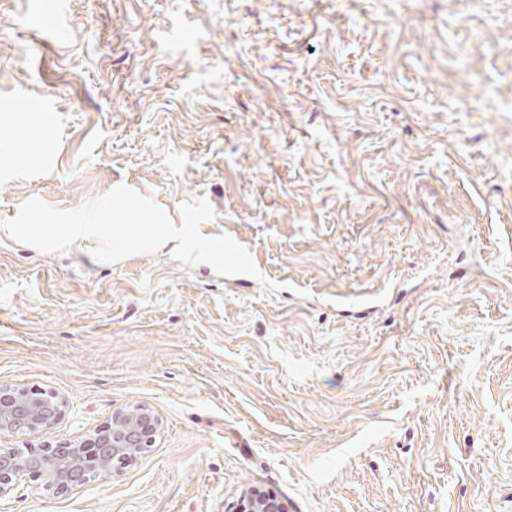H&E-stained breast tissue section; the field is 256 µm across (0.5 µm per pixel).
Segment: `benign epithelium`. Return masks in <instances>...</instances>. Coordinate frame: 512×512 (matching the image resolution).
<instances>
[{
  "label": "benign epithelium",
  "instance_id": "1",
  "mask_svg": "<svg viewBox=\"0 0 512 512\" xmlns=\"http://www.w3.org/2000/svg\"><path fill=\"white\" fill-rule=\"evenodd\" d=\"M65 401L50 391L0 384V434H26L51 428L61 416ZM158 414L148 405L126 407L112 420L85 436L52 447L30 448L25 453L0 451V498L29 475L57 492H66L95 478L116 472L132 461L129 449L145 454L154 447L160 431ZM239 512H284L273 498L246 495Z\"/></svg>",
  "mask_w": 512,
  "mask_h": 512
}]
</instances>
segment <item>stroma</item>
<instances>
[{
  "instance_id": "obj_1",
  "label": "stroma",
  "mask_w": 512,
  "mask_h": 512,
  "mask_svg": "<svg viewBox=\"0 0 512 512\" xmlns=\"http://www.w3.org/2000/svg\"><path fill=\"white\" fill-rule=\"evenodd\" d=\"M122 182L283 290L1 227ZM0 383L162 420L0 512H512V0H0ZM255 493L252 491L242 499L238 512H285L278 500Z\"/></svg>"
}]
</instances>
